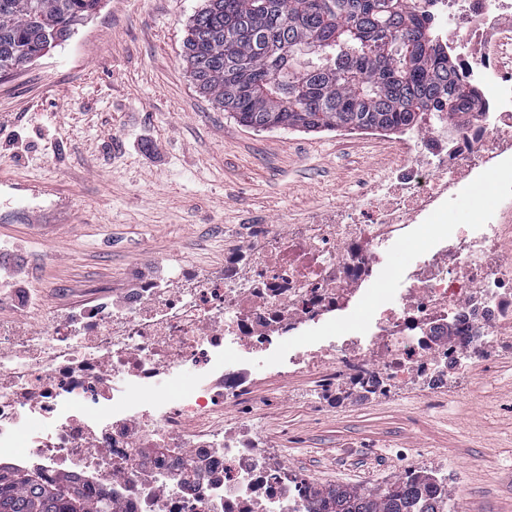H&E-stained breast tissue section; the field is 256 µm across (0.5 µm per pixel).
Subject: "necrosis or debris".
Listing matches in <instances>:
<instances>
[{"label":"necrosis or debris","mask_w":512,"mask_h":512,"mask_svg":"<svg viewBox=\"0 0 512 512\" xmlns=\"http://www.w3.org/2000/svg\"><path fill=\"white\" fill-rule=\"evenodd\" d=\"M481 111L431 119L366 193L302 224H240L220 271L164 273L33 334L0 322V466L109 490L118 512H306L321 485L291 475L253 424L259 369L311 375V394L385 397L512 356V0H415ZM491 218L450 222L461 185ZM430 239L397 267L390 251ZM369 304L357 332L336 321Z\"/></svg>","instance_id":"1"}]
</instances>
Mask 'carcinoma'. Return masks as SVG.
Wrapping results in <instances>:
<instances>
[{
    "mask_svg": "<svg viewBox=\"0 0 512 512\" xmlns=\"http://www.w3.org/2000/svg\"><path fill=\"white\" fill-rule=\"evenodd\" d=\"M101 0H0V74L68 40ZM184 60L199 89L256 128L396 131L429 112L480 108L448 49L412 0H206ZM430 476L409 471L384 504L353 486H326L308 512H441ZM0 512H114L105 490L68 476L0 467Z\"/></svg>",
    "mask_w": 512,
    "mask_h": 512,
    "instance_id": "1",
    "label": "carcinoma"
}]
</instances>
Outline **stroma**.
Listing matches in <instances>:
<instances>
[{
    "label": "stroma",
    "mask_w": 512,
    "mask_h": 512,
    "mask_svg": "<svg viewBox=\"0 0 512 512\" xmlns=\"http://www.w3.org/2000/svg\"><path fill=\"white\" fill-rule=\"evenodd\" d=\"M204 0H103L68 41L0 76V169L57 181L73 205L31 199L40 223H0L34 308L0 305L20 333L132 287L139 272L219 269L234 225L294 224L350 204L394 158L396 133L253 129L202 93L184 44ZM261 435L323 485L385 487L443 473L452 512H512V360L448 380V407L407 391L319 413L304 381L259 376Z\"/></svg>",
    "instance_id": "obj_1"
}]
</instances>
